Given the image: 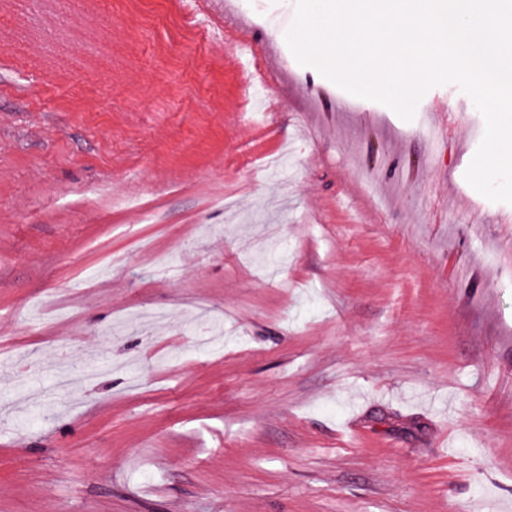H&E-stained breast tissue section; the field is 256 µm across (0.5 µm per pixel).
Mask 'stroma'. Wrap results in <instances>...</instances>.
Segmentation results:
<instances>
[{
  "label": "stroma",
  "instance_id": "1",
  "mask_svg": "<svg viewBox=\"0 0 512 512\" xmlns=\"http://www.w3.org/2000/svg\"><path fill=\"white\" fill-rule=\"evenodd\" d=\"M202 8L0 0V512H512L483 116L345 106L297 0Z\"/></svg>",
  "mask_w": 512,
  "mask_h": 512
}]
</instances>
